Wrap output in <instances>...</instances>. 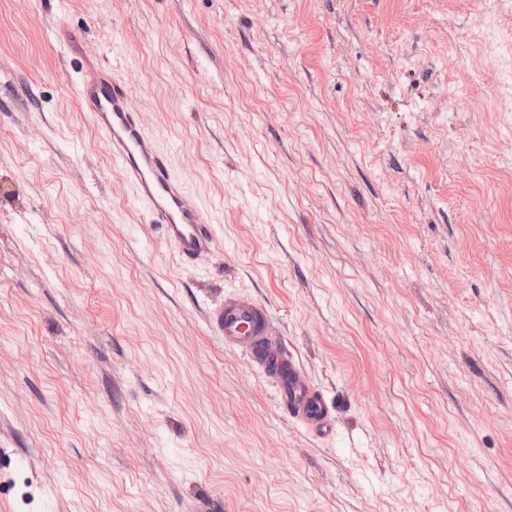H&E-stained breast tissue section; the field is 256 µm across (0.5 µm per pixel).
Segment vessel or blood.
<instances>
[{
  "label": "vessel or blood",
  "instance_id": "vessel-or-blood-1",
  "mask_svg": "<svg viewBox=\"0 0 512 512\" xmlns=\"http://www.w3.org/2000/svg\"><path fill=\"white\" fill-rule=\"evenodd\" d=\"M76 95L95 125L104 133L112 165L135 193L134 200L148 223L161 225L167 243L182 261L190 263L210 253L216 233L204 209L174 175L168 154L156 149L148 130L130 105L128 84L107 68L86 69ZM208 326L225 345L266 361L269 316L254 301L230 294L213 310ZM273 372L278 394L289 414L322 434L331 431L329 411L296 365L275 358Z\"/></svg>",
  "mask_w": 512,
  "mask_h": 512
}]
</instances>
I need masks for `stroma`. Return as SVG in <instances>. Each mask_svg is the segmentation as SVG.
Listing matches in <instances>:
<instances>
[{"mask_svg": "<svg viewBox=\"0 0 512 512\" xmlns=\"http://www.w3.org/2000/svg\"><path fill=\"white\" fill-rule=\"evenodd\" d=\"M86 60L214 252L146 222ZM228 292L330 436L209 331ZM1 503L512 512V0H0ZM76 95L104 133L113 168L135 193L147 222L160 224L167 243L183 262H193L216 246L213 224L201 203L174 175L168 154L151 143L148 130L130 105L128 84L105 67L85 70Z\"/></svg>", "mask_w": 512, "mask_h": 512, "instance_id": "35a3bbf8", "label": "stroma"}]
</instances>
